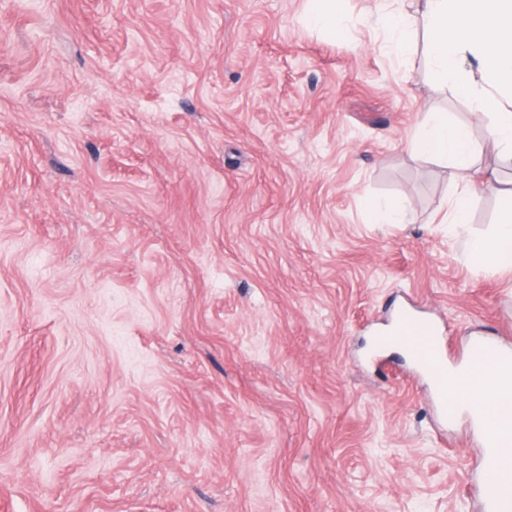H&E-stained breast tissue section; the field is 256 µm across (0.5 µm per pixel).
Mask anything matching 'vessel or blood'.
Here are the masks:
<instances>
[{"label":"vessel or blood","mask_w":512,"mask_h":512,"mask_svg":"<svg viewBox=\"0 0 512 512\" xmlns=\"http://www.w3.org/2000/svg\"><path fill=\"white\" fill-rule=\"evenodd\" d=\"M395 333L404 337L409 354L430 380L440 401L444 417H452L460 405L468 380L480 371L494 369L502 391H512V352L500 348L481 336L469 339L465 359L469 368L458 378L457 394H449L448 360L443 352L442 340L436 327L426 319L404 317L397 319ZM512 460V438L486 431L480 452V465L484 473L482 496L489 512H512V485L503 486L496 479L504 465Z\"/></svg>","instance_id":"b4317fda"}]
</instances>
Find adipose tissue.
<instances>
[{"label": "adipose tissue", "instance_id": "1", "mask_svg": "<svg viewBox=\"0 0 512 512\" xmlns=\"http://www.w3.org/2000/svg\"><path fill=\"white\" fill-rule=\"evenodd\" d=\"M423 17L437 77L454 81L460 96L478 98L493 116L499 145L512 151V0H425ZM467 56L478 61L479 79L463 76ZM410 147L451 161L455 177L468 181L475 156L471 134L447 113H429ZM467 251L474 262L512 267V197L505 199L494 233L469 239Z\"/></svg>", "mask_w": 512, "mask_h": 512}]
</instances>
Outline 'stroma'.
Wrapping results in <instances>:
<instances>
[{
    "instance_id": "35a3bbf8",
    "label": "stroma",
    "mask_w": 512,
    "mask_h": 512,
    "mask_svg": "<svg viewBox=\"0 0 512 512\" xmlns=\"http://www.w3.org/2000/svg\"><path fill=\"white\" fill-rule=\"evenodd\" d=\"M313 5L0 0V512H483L478 428L366 344L402 309L455 364L512 340V271L465 248L512 155L396 49L418 4ZM431 112L469 186L409 150ZM330 2L331 7L329 9L318 5L312 8L309 18L310 21L316 26L323 30L330 31L336 34V31L340 30L339 20L336 16V1L335 0H320L317 2ZM412 151L451 161L455 177L467 182L474 166V146L466 125L451 122L447 113L431 112L410 141Z\"/></svg>"
}]
</instances>
